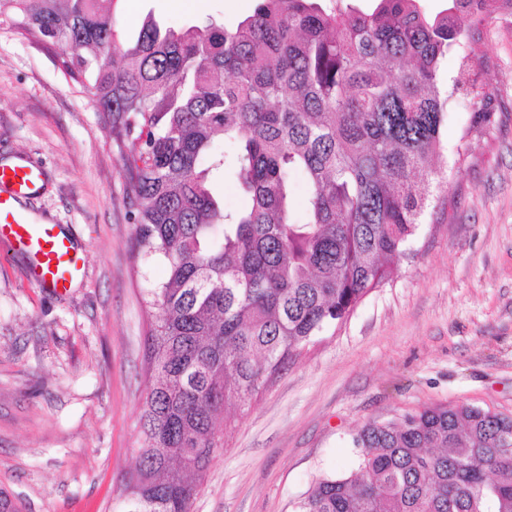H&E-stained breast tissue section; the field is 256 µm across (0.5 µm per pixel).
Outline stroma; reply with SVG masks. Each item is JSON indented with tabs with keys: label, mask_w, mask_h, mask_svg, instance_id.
<instances>
[{
	"label": "stroma",
	"mask_w": 512,
	"mask_h": 512,
	"mask_svg": "<svg viewBox=\"0 0 512 512\" xmlns=\"http://www.w3.org/2000/svg\"><path fill=\"white\" fill-rule=\"evenodd\" d=\"M257 0H118L119 36L145 18L232 28ZM481 52L449 50L443 140L448 203L427 213L392 281L324 330L251 402L226 405L232 431L194 512H295L323 475L355 469L353 434L414 409L469 404L512 414V16L481 28ZM64 46L0 21V158L43 168L24 203L86 254L64 294L34 284L0 243V489L28 512H109L142 443L146 289L165 278L135 256L131 192L87 82ZM469 83L456 86L459 75ZM486 122L464 161L472 91Z\"/></svg>",
	"instance_id": "stroma-1"
}]
</instances>
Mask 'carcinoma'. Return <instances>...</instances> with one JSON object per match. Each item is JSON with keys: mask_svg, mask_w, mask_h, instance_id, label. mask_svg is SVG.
<instances>
[{"mask_svg": "<svg viewBox=\"0 0 512 512\" xmlns=\"http://www.w3.org/2000/svg\"><path fill=\"white\" fill-rule=\"evenodd\" d=\"M117 0H0V20L71 50L124 157L134 250L167 277L144 299L149 392L118 512H192L246 403L394 275L432 187H444L443 64L480 48L512 0H259L233 29L149 18L118 39ZM470 24H465V21ZM248 197L224 210L218 137ZM307 184L302 209L293 179ZM357 470L327 475L297 512H512V417L433 406L364 425Z\"/></svg>", "mask_w": 512, "mask_h": 512, "instance_id": "cac0c4a2", "label": "carcinoma"}]
</instances>
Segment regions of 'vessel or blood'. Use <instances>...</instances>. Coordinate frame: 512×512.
I'll use <instances>...</instances> for the list:
<instances>
[{
  "label": "vessel or blood",
  "mask_w": 512,
  "mask_h": 512,
  "mask_svg": "<svg viewBox=\"0 0 512 512\" xmlns=\"http://www.w3.org/2000/svg\"><path fill=\"white\" fill-rule=\"evenodd\" d=\"M42 180L41 167L30 158L9 165L0 162V239L14 243L28 257L39 287L61 293L81 271L83 258L58 225L33 222L20 209L21 200L36 194Z\"/></svg>",
  "instance_id": "vessel-or-blood-1"
}]
</instances>
